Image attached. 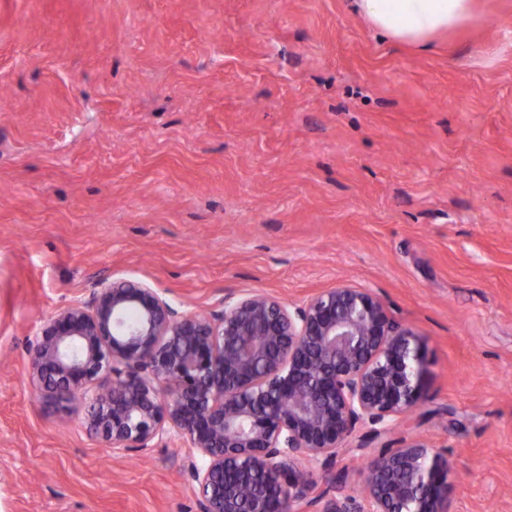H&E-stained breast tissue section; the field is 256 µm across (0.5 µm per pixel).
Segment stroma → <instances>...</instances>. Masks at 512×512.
<instances>
[{
    "label": "stroma",
    "mask_w": 512,
    "mask_h": 512,
    "mask_svg": "<svg viewBox=\"0 0 512 512\" xmlns=\"http://www.w3.org/2000/svg\"><path fill=\"white\" fill-rule=\"evenodd\" d=\"M427 54L346 0H0V512H201L195 449L129 452L30 386L31 342L101 278L181 311L349 285L425 337L412 413L447 512H512V0Z\"/></svg>",
    "instance_id": "obj_1"
}]
</instances>
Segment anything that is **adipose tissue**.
Instances as JSON below:
<instances>
[{
    "label": "adipose tissue",
    "instance_id": "obj_1",
    "mask_svg": "<svg viewBox=\"0 0 512 512\" xmlns=\"http://www.w3.org/2000/svg\"><path fill=\"white\" fill-rule=\"evenodd\" d=\"M351 6L390 41L419 52L480 17L479 0H351Z\"/></svg>",
    "mask_w": 512,
    "mask_h": 512
}]
</instances>
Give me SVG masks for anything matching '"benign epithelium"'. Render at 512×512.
<instances>
[{
    "label": "benign epithelium",
    "instance_id": "7a95c632",
    "mask_svg": "<svg viewBox=\"0 0 512 512\" xmlns=\"http://www.w3.org/2000/svg\"><path fill=\"white\" fill-rule=\"evenodd\" d=\"M425 339L369 292L341 285L289 307L264 293L224 297L217 314L181 312L149 285L99 281L31 344L37 393L84 408L117 449L171 434L192 465L201 512H447L450 462L418 439L369 459L368 510L344 481L314 494L303 459H331L356 424L378 426L418 403ZM112 371V385L99 384Z\"/></svg>",
    "mask_w": 512,
    "mask_h": 512
}]
</instances>
